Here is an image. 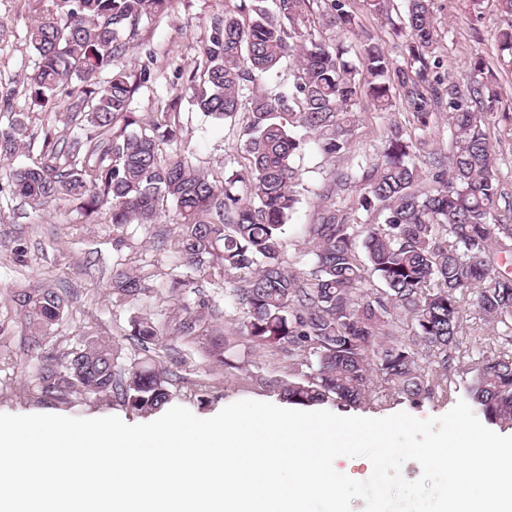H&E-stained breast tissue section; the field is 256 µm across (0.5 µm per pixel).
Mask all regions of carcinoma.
<instances>
[{"label": "carcinoma", "instance_id": "cac0c4a2", "mask_svg": "<svg viewBox=\"0 0 512 512\" xmlns=\"http://www.w3.org/2000/svg\"><path fill=\"white\" fill-rule=\"evenodd\" d=\"M26 41L36 55L26 77L40 107L66 93L85 113V137L44 132L31 164L6 176L14 197L42 211L68 202L96 214L121 233L150 225L174 209L176 231L162 243L174 268L172 290L191 288L195 276L234 285L246 309L243 334L256 347L309 372L281 385L282 399L313 406L336 400L360 406L401 396L456 391L448 376L459 337L465 350L468 399L490 421L512 424V274L499 261L512 259V203L487 132V117L512 122L498 111L494 82L459 85L440 72L433 0H406L401 24L405 64L364 32L354 49L315 35L316 17L345 30L359 27L351 0H224L211 20L202 67L186 77L190 99L204 115L233 120L244 113L245 169L221 177L186 158L163 152L177 141L181 97L143 121L131 111L134 94L151 80L149 66L130 74L116 66L143 20L171 11L178 0H44ZM379 20H390L391 0H365ZM291 60L288 92L271 94L264 75ZM366 101L388 113L405 105L413 132L393 123L382 159L322 187L309 224L313 264L307 272L284 265L282 240L300 203L301 173L295 158L304 136L336 155L348 148L356 126L353 107ZM448 109L451 146L447 168L422 187L414 149L441 107ZM0 160L24 145L31 112H5ZM360 185L352 210L371 218L354 224L336 207V186ZM112 299L122 304L146 290L145 278L120 263L112 268ZM29 347L38 366L28 392L67 403L114 396L132 411L153 414L171 400L169 379L153 368L114 371L116 347L104 336L82 334L66 352L50 351L52 329L68 314L58 286L15 288ZM205 300L179 320L190 336L206 324ZM496 325L497 348L467 325L468 309ZM411 319L412 338H396L395 318ZM130 335L144 345L163 335L149 318L131 320ZM439 371L430 376L418 364Z\"/></svg>", "mask_w": 512, "mask_h": 512}]
</instances>
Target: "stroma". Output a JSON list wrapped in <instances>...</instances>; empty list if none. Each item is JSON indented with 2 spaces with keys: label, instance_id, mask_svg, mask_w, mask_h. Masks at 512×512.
I'll return each instance as SVG.
<instances>
[{
  "label": "stroma",
  "instance_id": "35a3bbf8",
  "mask_svg": "<svg viewBox=\"0 0 512 512\" xmlns=\"http://www.w3.org/2000/svg\"><path fill=\"white\" fill-rule=\"evenodd\" d=\"M37 8L36 0H0V99H8L15 112L30 109L26 76L34 66L35 55L25 33ZM433 10L438 52L447 61L451 80H477L470 62L479 55L488 57L500 93L499 109L512 113V56L499 55L494 45L495 31L506 25L494 0H485L480 13L472 15L459 10L455 0H434ZM223 11L224 0H179L171 14L140 24L129 51L117 61L119 67L134 74L145 51L154 53L155 79L135 93L132 108L147 120L160 111L164 100L181 95V135L173 149L211 173L240 169L241 126L205 116L184 91L186 76L202 63L209 21ZM356 110L358 126L348 150L333 157L325 155L310 137L297 160L300 203L288 223L282 247L283 258L293 269L306 271L311 267L307 226L318 203L317 192L335 175L378 158L390 122L404 127L409 120L402 108L389 117L370 111L362 103ZM85 124L84 116L69 115L62 108L46 115L44 123L30 127L24 147L9 160V167L29 164L39 153L45 126H57L72 137L81 135ZM174 217L169 211L149 228L130 226L124 245L118 247L112 240L111 225L88 224L76 214L64 220L52 211L37 213L21 199L0 194V413L116 416L131 425L146 421L145 416L114 397L88 400L77 395L60 405L27 395L37 359L27 350L20 316L7 293L14 285L34 287L46 280L67 285L69 314L50 338L55 353L66 351L76 335L85 331L110 337L119 348V369L147 364L166 371L171 380L172 405L185 407L200 418L212 417L240 400L281 404L280 385L296 378L297 373L278 360L271 349L253 346L242 334L244 311L234 303L224 283L201 280L197 291L183 296L170 291L173 265L160 249L158 236L172 229ZM18 239L25 240L29 247L32 260L28 264L15 262L10 254ZM118 262L146 275L147 296L121 306L113 303L109 282L112 266ZM200 298L209 306L210 324L222 335L223 359L212 356V337L184 336L177 331L182 305L194 304ZM137 316L151 318L161 326L163 335L158 342L144 347L130 338V321ZM456 402V396L438 394L430 399L401 398L351 407L331 400L324 408L340 416L380 418L404 411L426 419L444 415Z\"/></svg>",
  "mask_w": 512,
  "mask_h": 512
}]
</instances>
